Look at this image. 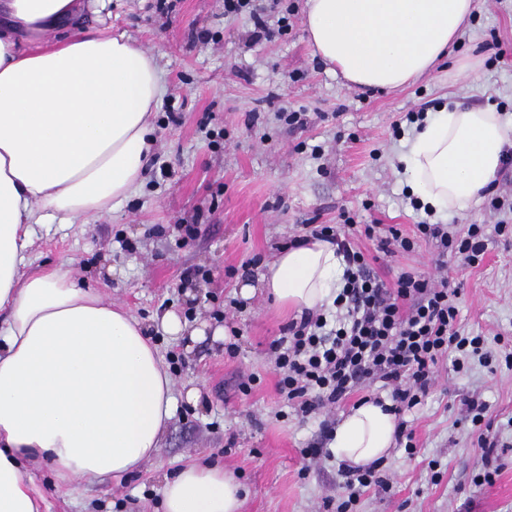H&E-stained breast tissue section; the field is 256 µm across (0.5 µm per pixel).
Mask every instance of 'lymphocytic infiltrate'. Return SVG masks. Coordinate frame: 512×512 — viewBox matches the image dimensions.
<instances>
[{"label": "lymphocytic infiltrate", "mask_w": 512, "mask_h": 512, "mask_svg": "<svg viewBox=\"0 0 512 512\" xmlns=\"http://www.w3.org/2000/svg\"><path fill=\"white\" fill-rule=\"evenodd\" d=\"M416 229L437 240L442 253L463 255L471 265L483 258L485 225H469L461 238L442 224ZM314 232L336 243L346 263L336 311L303 315L271 345L279 392L302 413L335 405L375 379L390 387L396 410L414 408L440 360L484 344V337L459 335L458 290L448 280L404 273L386 282L343 228L321 224Z\"/></svg>", "instance_id": "lymphocytic-infiltrate-1"}]
</instances>
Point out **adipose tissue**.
<instances>
[{"label":"adipose tissue","instance_id":"1","mask_svg":"<svg viewBox=\"0 0 512 512\" xmlns=\"http://www.w3.org/2000/svg\"><path fill=\"white\" fill-rule=\"evenodd\" d=\"M477 0H305L315 55L346 81L397 89L423 76L465 31ZM94 0H0V512H49L25 464L57 488L122 477L156 453L175 412L169 373L144 326L59 264L32 269L36 224L112 212L140 185L161 96L153 55L126 34L89 32ZM512 148V113L443 106L400 157L434 216L464 210ZM345 263L330 241L282 248L242 299L263 294L303 314L329 306ZM390 400L340 415L330 446L350 468L395 442ZM162 512H242L224 468L184 463L162 484Z\"/></svg>","mask_w":512,"mask_h":512}]
</instances>
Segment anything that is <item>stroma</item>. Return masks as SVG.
<instances>
[{
  "label": "stroma",
  "instance_id": "stroma-1",
  "mask_svg": "<svg viewBox=\"0 0 512 512\" xmlns=\"http://www.w3.org/2000/svg\"><path fill=\"white\" fill-rule=\"evenodd\" d=\"M171 2L162 10L157 0H107L90 16L91 29L126 33L157 59L163 93L150 161L137 192L96 223L34 226L29 257L67 264L148 327L169 310L237 327V350L155 334L177 404L160 448L134 476L77 480L55 494L47 465L25 471L49 489L51 512H161L163 475L192 459L234 473L243 512H336L352 494L330 428L360 399L384 396L382 383L301 413L278 392L270 351L289 318L262 296L242 300L239 289L306 224H396L415 234L428 215L412 207L398 162L417 130L406 115L450 101L512 113V0H478L452 63L398 91H361L328 71L307 42L304 0H256L270 21L289 22L287 33L260 42L248 16H225L224 0ZM458 61L475 62L474 74L457 73ZM500 222L512 225V167L478 204L448 216L458 233L488 225L478 266L452 255L436 268L432 238L386 256L357 236L385 280L410 272L460 282L459 330L487 337L488 353L461 369L450 357L438 363L421 404L400 415L414 450L396 444L377 470L383 484L352 495L351 512H512V234H496ZM249 374L258 382L245 395L237 384ZM191 387L202 395L196 408L184 399ZM471 400L492 422L487 464L465 418Z\"/></svg>",
  "mask_w": 512,
  "mask_h": 512
}]
</instances>
